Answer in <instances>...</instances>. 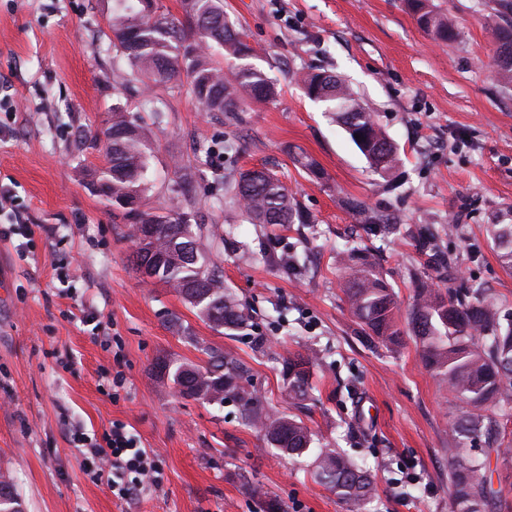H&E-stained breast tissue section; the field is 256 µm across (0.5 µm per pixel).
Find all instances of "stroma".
Here are the masks:
<instances>
[{"label":"stroma","mask_w":512,"mask_h":512,"mask_svg":"<svg viewBox=\"0 0 512 512\" xmlns=\"http://www.w3.org/2000/svg\"><path fill=\"white\" fill-rule=\"evenodd\" d=\"M459 31L436 42L404 0H224L227 16L276 79L271 103L235 117L198 111L188 92L165 94L163 124L141 110L126 62H114L112 0H0V185L32 228L0 242V471L24 512H262L261 486L288 512H348L317 483L307 457L290 459L246 427L233 402L182 397L158 365H202L220 348L250 372L269 406L296 414L319 438L369 469L367 512H451V425L460 415L447 385L423 364L413 336L390 348L357 324L339 286L347 241L371 247L393 287L399 318L413 301L412 270L427 267L409 236L361 235L346 208L355 197L400 211L407 227L430 223L451 272L512 310V270L488 236L512 224V86L491 75L500 19L493 0H433ZM336 73L377 112L396 143L397 188L368 167L347 133L292 81L294 70ZM139 113L152 153L147 209L180 205L172 188L193 175L191 222L230 240L211 253L224 281L256 310L263 349L203 322L172 290L143 281L129 262L125 221L96 190L102 154L81 136L114 104ZM238 151L225 157V140ZM324 172L309 178L292 155ZM266 168L310 214L271 231L216 202L214 172ZM25 255H18L17 245ZM307 269H286L292 255ZM72 277L66 291L59 270ZM314 350L311 398L296 411L283 395L281 356ZM122 372L123 388L112 377ZM124 424L153 450L158 485L133 501L91 479L71 432Z\"/></svg>","instance_id":"obj_1"}]
</instances>
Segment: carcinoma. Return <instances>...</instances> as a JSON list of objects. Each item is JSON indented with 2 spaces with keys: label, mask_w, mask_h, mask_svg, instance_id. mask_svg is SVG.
<instances>
[{
  "label": "carcinoma",
  "mask_w": 512,
  "mask_h": 512,
  "mask_svg": "<svg viewBox=\"0 0 512 512\" xmlns=\"http://www.w3.org/2000/svg\"><path fill=\"white\" fill-rule=\"evenodd\" d=\"M406 2L417 25L437 42L446 44L457 37L452 20L430 0ZM180 7L181 17L173 18L151 10L148 0H113L112 51L115 58L130 64V81L150 90L162 87L174 92L186 86L201 112L233 115L243 111L248 101L276 98L277 83L249 63L258 57V50L228 21L224 0H180ZM215 46L240 61L229 77L224 74V61L211 53ZM494 70L499 82L512 84V20L498 29ZM292 78L309 98L325 104V111L348 133L371 170L389 179L401 161L398 149L377 114L362 104L353 88L328 72L301 69ZM108 121L111 125L91 139L106 158L98 190L129 224L132 238L151 226L155 249L162 257L154 268V280L171 288L225 335L248 334L255 328L253 309L224 283V271L202 247L201 227L189 223L188 214L178 207L163 214L145 208L150 144L136 114L115 105ZM357 134L361 139L355 138ZM216 181L224 183L218 204L245 214L252 224L277 231L311 223L295 195L271 171L233 169L217 175ZM345 204L371 234L404 232L401 219L390 210L371 208L357 198ZM487 233L511 270L512 224H490ZM340 262L339 286L353 316L371 335L397 341L404 331L396 321L395 294L369 248L351 241ZM414 288L409 332L426 367L441 377L462 408L451 433L456 444L448 473L452 512H482L497 495L482 477L483 461L471 451L479 442L487 454L498 448L500 422L491 408L512 401V313H501L487 290L473 285L461 283L444 292L416 275ZM207 355L204 366L173 368L162 362L159 369L183 397L221 404L234 401L244 424L284 454L295 458L314 452L315 479L352 512H362L375 493L370 474L335 448H311L313 434L304 422L269 410L232 356L219 349ZM313 361L309 353L290 354L283 360L285 392L299 404L310 395ZM18 499L12 477L1 473L0 512H20Z\"/></svg>",
  "instance_id": "carcinoma-1"
}]
</instances>
